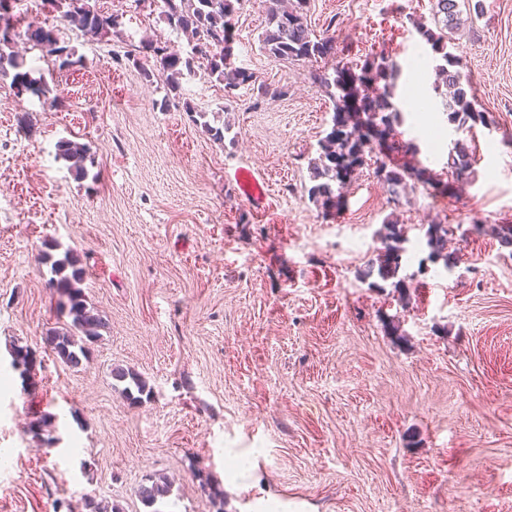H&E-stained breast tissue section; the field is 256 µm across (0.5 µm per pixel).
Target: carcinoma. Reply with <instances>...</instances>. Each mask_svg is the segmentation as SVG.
<instances>
[{
  "mask_svg": "<svg viewBox=\"0 0 512 512\" xmlns=\"http://www.w3.org/2000/svg\"><path fill=\"white\" fill-rule=\"evenodd\" d=\"M49 2L62 13L63 21L70 29L80 36L94 38L119 34V16L91 7L87 0ZM12 3L14 0H0V79L9 76L17 93L40 99L46 96V85L31 76L25 58L16 51L17 43L26 41L41 49L55 58L61 70L76 64L73 60L75 51L61 44L56 26L34 20L23 22V18L13 12ZM309 3L310 0H266L265 26L259 36L261 50L271 58L332 61V74L315 77L325 92L335 89L332 97L336 99V107L331 129L319 141L318 157L310 164L314 184L308 188L309 200L326 212L338 207L348 186L346 175L366 166L373 168L374 176L387 188L396 208L407 198L410 186L441 185L450 194L453 192L451 185L471 179L473 154L467 142L461 139L453 141L448 148L447 166L440 174L407 161V156H415L417 146L399 138L397 131L402 122L401 109L396 103L400 63L389 55L369 56L360 64L336 60L333 21H328L322 34H315L308 25ZM239 4L241 0H161L162 20L170 28L189 36L191 44L182 50L146 39L141 46L143 57L129 53L126 59L140 68L145 81L150 82L155 76L162 78L166 103L183 98L182 80L199 70L223 86L227 101L235 98V91L245 85L265 96L269 93L268 86L233 60L231 20ZM458 7V0H436L434 22L437 27L418 25L416 30L432 53L442 60L434 67L433 88L447 98L448 121L460 126L472 121L487 127L493 120L488 113L476 111L475 96L462 83L460 58L448 51V33L461 24ZM185 111L192 114V122L210 139L224 142L228 125L211 124L205 120L206 113L195 111L188 103ZM56 149L58 155L70 162V169L77 177L89 175L86 145L62 139ZM421 229L428 249L427 259L433 263L443 262L447 270L456 267L458 255L448 250V239L461 229V225L444 220L423 224ZM378 237L381 247L376 258L359 270L358 277L371 288L391 280L393 287L404 292L407 284L398 273L406 253L404 244L408 241L405 229L389 215L383 221ZM45 259L51 265L52 277L48 285L55 307L66 313L71 322L61 329L49 331L44 344L60 362L78 368L88 358L90 346L100 337L104 322L85 299L82 284L86 270L77 255L66 251L63 257L55 259L47 253ZM13 354L21 358L13 368L20 371L24 379L33 362L31 351L26 346L15 345ZM113 376L120 381H129L124 391L134 401L151 393L132 370L117 369ZM133 387L136 388L134 392L131 391ZM203 488L215 512H224V490L220 485L206 481ZM170 490L171 484L162 478L141 487L139 496L146 506L153 507L167 497ZM83 503L86 512H120L118 505L90 495L83 498Z\"/></svg>",
  "mask_w": 512,
  "mask_h": 512,
  "instance_id": "1",
  "label": "carcinoma"
}]
</instances>
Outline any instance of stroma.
<instances>
[{
	"mask_svg": "<svg viewBox=\"0 0 512 512\" xmlns=\"http://www.w3.org/2000/svg\"><path fill=\"white\" fill-rule=\"evenodd\" d=\"M434 3L310 0L308 23L319 34L335 22L339 60L385 53L403 65L401 137L438 173L454 126L445 98L407 69L425 48L414 25H432ZM96 5L121 14L120 35L80 37L44 0L18 5L82 58L61 71L22 45L56 106L0 81V512H55L60 500L84 512L87 494L148 512L138 490L162 476L163 512H214L206 478L224 512H512V247L470 229L512 225V0H459L452 51L495 123L470 137L469 185L417 188L398 210L403 295L356 276L393 210L371 169L333 213L308 197L335 111L312 79L327 66L260 50L264 0H243L233 19L237 65L286 91L259 107L246 86L225 104L200 72L184 83L187 107L163 105V82L117 58L148 37H184L132 0ZM191 106L229 124L223 142L192 123ZM64 138L89 147L93 177L57 157ZM241 167L262 198L240 196ZM434 219L468 231L449 271L420 243ZM48 243L79 256L104 322L76 369L44 347L64 322ZM16 345L35 358L25 381L11 367ZM118 366L150 397L127 399ZM44 414L50 445L28 430ZM251 449L255 469L229 480L232 457Z\"/></svg>",
	"mask_w": 512,
	"mask_h": 512,
	"instance_id": "1",
	"label": "stroma"
}]
</instances>
